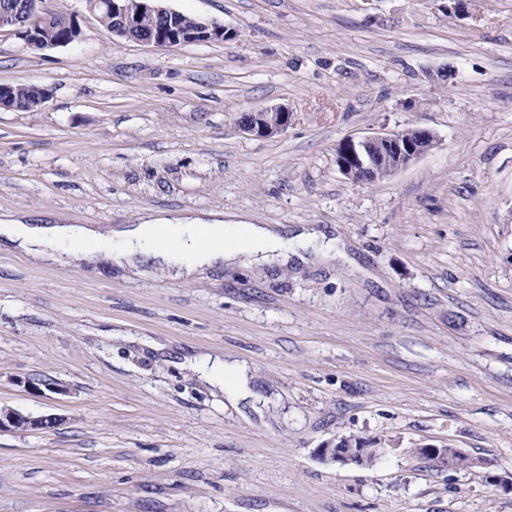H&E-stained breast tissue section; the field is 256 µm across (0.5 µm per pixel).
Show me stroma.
<instances>
[{"label": "stroma", "mask_w": 512, "mask_h": 512, "mask_svg": "<svg viewBox=\"0 0 512 512\" xmlns=\"http://www.w3.org/2000/svg\"><path fill=\"white\" fill-rule=\"evenodd\" d=\"M165 0L227 41L119 40L50 0L78 42L0 32V221L333 228L336 255L120 268L112 241L0 235V512H512V0ZM284 105L288 131L234 120ZM427 128L406 168L354 182L349 135ZM251 368L250 389L198 370ZM390 441L369 467L326 441ZM452 446L478 468L418 454ZM272 113L275 118V123L270 128L261 126L257 127L255 124L250 123L249 119H238L236 121L239 132L244 135L255 138H266L273 134H283L288 131V126L291 124L292 114L288 112V108L284 106H268L250 111L248 117L254 113ZM57 422V417L52 415L33 416L10 408H0V432L15 430L19 425L32 431L48 430L54 428Z\"/></svg>", "instance_id": "stroma-1"}]
</instances>
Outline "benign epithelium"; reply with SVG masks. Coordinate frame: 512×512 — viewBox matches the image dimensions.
Listing matches in <instances>:
<instances>
[{
    "label": "benign epithelium",
    "instance_id": "7a95c632",
    "mask_svg": "<svg viewBox=\"0 0 512 512\" xmlns=\"http://www.w3.org/2000/svg\"><path fill=\"white\" fill-rule=\"evenodd\" d=\"M162 0H85L86 8L94 15L112 17V35L154 48H167L178 44H190L222 40L228 30L216 23L199 21L193 30L184 32L175 25L177 11L161 5ZM50 8L44 0H0V30L11 31L22 37L28 47L45 50L67 45L64 40L46 41L41 35V24ZM150 17L155 21V31L141 34L142 21ZM275 116L273 126L258 127L247 119L236 121L239 132L255 138H266L288 131L292 114L284 106H268L257 112ZM415 137L406 139L399 132L377 133L366 136H346L336 150L338 170L353 182H369L376 174L384 158L393 156L395 161L390 172L395 173L418 159L436 143L434 133L425 128H416ZM58 419L52 415L33 416L10 408H0V432L23 426L32 431L48 430L56 426ZM417 452L428 457L441 467L455 466L457 448H438L424 445ZM318 457L334 464L370 466L376 459L371 441L346 445L345 441H327L317 450Z\"/></svg>",
    "mask_w": 512,
    "mask_h": 512
}]
</instances>
